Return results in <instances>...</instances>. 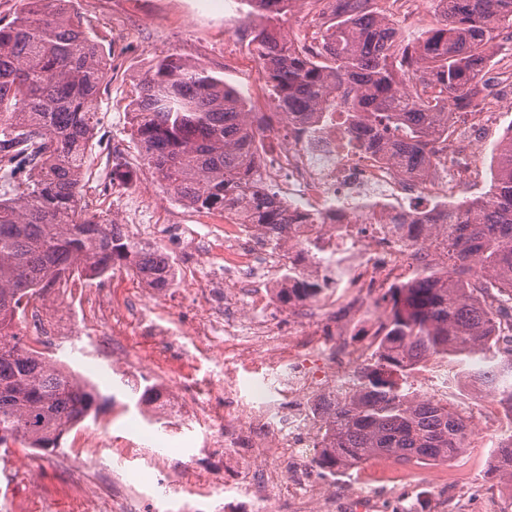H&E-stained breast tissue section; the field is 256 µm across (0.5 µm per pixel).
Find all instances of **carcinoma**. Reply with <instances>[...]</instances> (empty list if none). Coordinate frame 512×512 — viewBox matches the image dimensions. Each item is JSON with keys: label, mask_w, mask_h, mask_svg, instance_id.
Wrapping results in <instances>:
<instances>
[{"label": "carcinoma", "mask_w": 512, "mask_h": 512, "mask_svg": "<svg viewBox=\"0 0 512 512\" xmlns=\"http://www.w3.org/2000/svg\"><path fill=\"white\" fill-rule=\"evenodd\" d=\"M0 24V447L20 441L53 450L96 413L89 380L27 342L24 309L75 275L101 279L116 269L145 272L158 286L174 278L171 258L113 231L81 190L96 134L93 103L111 55L91 35L74 0H18ZM290 0H240L267 83L285 112H310L336 99L351 131H367L408 171L427 161L448 131L445 99L469 110L512 0H433L441 20L404 35L379 16L375 0H336L320 23L324 52L313 57L283 35ZM131 137L151 177L200 213L240 206L253 180L255 124L242 96L208 69L173 55L157 58L136 84ZM487 199L457 202L408 225L416 241L448 230V270L389 290L384 340L359 370L358 389L331 410L312 463L334 476L378 455L406 464L446 461L470 429L446 400L421 396L408 378L438 359L497 398L512 414V137L492 149ZM260 226L290 223L269 195L251 214ZM285 304L318 297L325 283L287 270ZM492 469L512 481V434L500 439Z\"/></svg>", "instance_id": "1"}]
</instances>
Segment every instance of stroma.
Returning a JSON list of instances; mask_svg holds the SVG:
<instances>
[{"mask_svg": "<svg viewBox=\"0 0 512 512\" xmlns=\"http://www.w3.org/2000/svg\"><path fill=\"white\" fill-rule=\"evenodd\" d=\"M85 27L104 48L120 42L123 54L113 63L95 102L99 124L87 161L82 198L90 210L121 212L128 194L112 182V167L123 164L142 182L134 196L143 214L161 210L172 224H199L203 218L165 188L146 176L130 136L129 104L134 88L149 64L169 54L215 71L247 101L267 91L262 65L247 64L251 52L246 32L236 31L230 17L234 0H76ZM157 343L151 336H133L124 354L125 368L112 369V349L102 346L93 328L44 348L49 359L67 362L88 374L100 362L102 377L95 383L102 395L94 417L75 427L59 447L44 452L21 443L0 448V512H81L80 504L95 501L107 508L116 495L138 498L143 512H225L223 497L201 489L204 475L220 468L217 457L201 445V430L190 424L179 429L154 426L142 436L128 427L137 397L132 391L139 363L151 356ZM168 375L208 400V391L224 370L248 377L252 366L213 357L180 336L164 363ZM101 430L103 443L87 445L83 437ZM500 436L495 424L473 435L465 451L447 462L421 466L420 474L437 478L444 472L465 471L468 484L441 499L430 493L420 512H500L512 497V482L490 468ZM167 455L158 467L154 453Z\"/></svg>", "mask_w": 512, "mask_h": 512, "instance_id": "stroma-1", "label": "stroma"}]
</instances>
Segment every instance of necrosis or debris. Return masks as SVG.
I'll list each match as a JSON object with an SVG mask.
<instances>
[{
  "instance_id": "obj_1",
  "label": "necrosis or debris",
  "mask_w": 512,
  "mask_h": 512,
  "mask_svg": "<svg viewBox=\"0 0 512 512\" xmlns=\"http://www.w3.org/2000/svg\"><path fill=\"white\" fill-rule=\"evenodd\" d=\"M512 112V98L499 86L485 89L469 131L449 128L435 141L429 161L406 174L386 148L355 147V136L336 118L334 106L313 113L273 110L256 132L257 145L279 141L255 175L252 198L277 194L288 209L317 216V223L269 230L231 217L220 234L196 224H152L136 207L121 224L122 234L143 244L179 237L176 278L191 304L190 330L211 352L261 367L249 399H238L237 372L225 373L214 389V406L203 408L185 389L174 392L164 412L171 425L203 422L204 442L219 449L236 478L203 479L208 489L247 499L253 512H280L281 499L316 496L314 512H337V496L322 493L312 468L328 411L348 400L357 371L384 336L376 303L389 288L446 266V240H409L397 225L423 208L444 207L469 192L484 193L486 174L477 159L481 133ZM328 279L329 297L292 303L287 328L275 325L276 289L288 287L286 267ZM160 289L141 293L94 294L77 310L53 316L44 300L26 314L32 340L77 329L79 315L92 314L111 327L112 349L137 332L162 338L176 332L153 314ZM369 322L371 340L352 344L349 336ZM281 499H274V490Z\"/></svg>"
}]
</instances>
